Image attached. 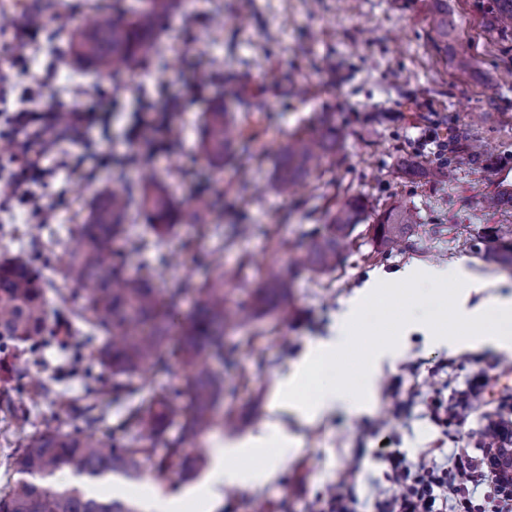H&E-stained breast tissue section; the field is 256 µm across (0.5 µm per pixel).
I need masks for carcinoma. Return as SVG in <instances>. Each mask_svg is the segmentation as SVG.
<instances>
[{
	"instance_id": "carcinoma-1",
	"label": "carcinoma",
	"mask_w": 512,
	"mask_h": 512,
	"mask_svg": "<svg viewBox=\"0 0 512 512\" xmlns=\"http://www.w3.org/2000/svg\"><path fill=\"white\" fill-rule=\"evenodd\" d=\"M174 0H148L143 10L128 12L114 9L107 15L97 6L84 27L68 33L67 59L79 67H95L123 72L137 68L149 56L158 53L157 25L173 7ZM430 25L436 51L448 57V0H430ZM495 24L492 28L503 38L512 37V0H494ZM474 56L465 49L451 56L453 68L467 72ZM224 97L236 102L243 112H264L266 104L240 93L233 78L225 81ZM203 137L200 152L213 169L222 171L228 161L242 163L252 156L254 137L222 104L203 113ZM336 127L322 121L316 134L295 135L282 148L277 160L274 187L283 197L296 195L302 177L312 165L336 156ZM144 174L138 186L124 182L103 195L87 223L77 228L78 245L65 261V278L81 287L86 304L71 305L58 294L64 309L49 320L47 289L52 284L37 271L23 254L0 257V411L14 421L21 445L14 455L17 479L0 491V512H139L137 504L121 498H98L92 490L77 485L57 486L56 473L69 469L77 478L100 480L112 475L127 480L144 476L143 461L161 447L164 454L153 462L149 475L162 482L175 475L189 481L203 467L204 460L186 453L217 425L231 420L219 415L217 405L224 398V376L216 372L208 358L224 362L232 351L224 347V329L238 319L228 306L224 292V263L220 272L207 282L195 284L189 278L175 279L168 288L169 297L194 290L198 300L192 317L177 321L173 305L162 300L154 281L165 275L166 267L147 261L137 274L124 269L123 256L112 242L129 232L132 215L146 219L155 233L152 246L160 247L166 236L181 224H200L209 231L205 218L212 211L210 195L199 194L187 202H178L170 185L145 173L150 161L141 159ZM372 205L354 198L336 209L323 228L304 233L295 264L328 271L336 265L340 241L363 222ZM417 212L406 204L393 205L376 217L375 235L388 250L397 247ZM220 237L232 240L251 231L248 224L215 225ZM141 240L134 243L139 251L151 246ZM293 277L275 264L266 268L263 284L252 299V309L259 313L288 307ZM178 330L179 349L189 371L186 391L162 393L149 402H135L139 388L121 380L144 366L162 369L163 352L172 330ZM65 332L64 344L71 352V369L81 371L80 356L84 342L101 333L108 341L95 351V359L109 372L103 378L85 381L84 393L68 401L64 393L46 382H29L26 366L35 354L36 341H51ZM25 390L51 403L59 402L73 411L82 426L72 431L60 428L27 431L31 425L29 408L10 398V392ZM126 410L122 424L123 441L106 446L97 437L99 424L110 405ZM181 419L178 434L168 439L167 428Z\"/></svg>"
}]
</instances>
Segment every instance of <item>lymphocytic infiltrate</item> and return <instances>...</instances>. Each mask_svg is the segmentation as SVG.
Wrapping results in <instances>:
<instances>
[{
	"instance_id": "obj_1",
	"label": "lymphocytic infiltrate",
	"mask_w": 512,
	"mask_h": 512,
	"mask_svg": "<svg viewBox=\"0 0 512 512\" xmlns=\"http://www.w3.org/2000/svg\"><path fill=\"white\" fill-rule=\"evenodd\" d=\"M109 99L94 93L89 101L70 110L66 123L55 113L23 109L12 113L0 139L13 141L15 151L0 155V168L10 176L0 182V199L31 203L32 184L43 173L47 154L60 143L83 137ZM489 383L483 370H474L469 383L455 392L448 404H435L431 416L439 425L452 423L481 398ZM393 493L379 505V512H512V490H504L485 457L471 456L467 449H452L440 465L411 467L398 456L388 458Z\"/></svg>"
}]
</instances>
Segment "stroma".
<instances>
[{
    "label": "stroma",
    "instance_id": "35a3bbf8",
    "mask_svg": "<svg viewBox=\"0 0 512 512\" xmlns=\"http://www.w3.org/2000/svg\"><path fill=\"white\" fill-rule=\"evenodd\" d=\"M237 4L186 0L185 7L174 8L159 29L166 52L133 77L63 64L66 37L52 16L44 20V37L29 70L0 51V117L34 101L68 111L99 87L113 98L104 124L115 162L85 179L64 164L68 155L83 152V145L64 143L48 161L47 182L35 188L39 205L53 210L51 223L39 232L42 247L35 264L64 294H75L63 276L73 230L87 220L99 194L133 177L123 163L126 136L141 123L157 127L167 141L160 153L147 138L137 147L172 184L178 200L205 192L233 202L221 223L249 224L253 230L224 245L215 234L201 237L184 224L157 253L116 242L127 273L160 254L171 273L199 282L213 275L207 255L220 246L233 306L250 301L267 265L288 268L290 246L300 243L305 231L323 226L327 208L359 194L379 209L398 202L413 207L418 222L400 251L383 252L371 222L359 224L332 270L298 271L289 315L259 314L227 329L224 340L236 352L224 369L232 387L224 392L223 411L239 427L216 428L189 448L210 463L216 447L267 425L295 440L268 482L225 489L213 512H253L258 501L270 512H308L310 502L342 483L355 495L359 512H375L376 499L392 488L389 464L377 450L400 452L415 465L430 462L429 450L436 446L487 447L482 434L487 418L512 414V351L440 347L423 333H409L401 355L379 374L372 412L362 415L340 411L306 422L278 403L277 390L307 349L330 335L347 301L373 277L415 265L462 262L485 285L473 302L512 296V268L499 261L501 243L491 234L494 227L512 225V209L483 205L499 187L512 186V40L486 25L493 0H448L454 21L448 45L469 50L476 59L471 70L459 74L433 47L429 0H254L255 10L244 22L236 18ZM219 15L224 25L217 28L212 21ZM205 70L236 71L240 83L261 92L269 104L267 112L245 121L255 133L254 158L220 172L198 152L200 116L224 93L223 85L197 84ZM325 112L345 132L335 160L315 167L296 197L280 196L271 186L274 158L294 133L316 131ZM440 141L448 145L441 162L451 169V179L433 181L412 172L413 163L433 159ZM245 180L250 188L243 195L239 188ZM439 312L440 298L432 290L394 295L378 322L356 324L358 349L335 362L333 377L360 391L366 371L362 351L376 344L375 327L388 331L404 317L431 320ZM164 352L165 370L132 374L140 398L185 387L188 375L177 345L167 344ZM65 361L61 348H43L29 375L80 396L84 379L67 373ZM478 368L499 379L492 404L475 403L447 430L430 421V401L450 400ZM186 489L177 482L116 478L99 492L155 512L163 497Z\"/></svg>",
    "mask_w": 512,
    "mask_h": 512
}]
</instances>
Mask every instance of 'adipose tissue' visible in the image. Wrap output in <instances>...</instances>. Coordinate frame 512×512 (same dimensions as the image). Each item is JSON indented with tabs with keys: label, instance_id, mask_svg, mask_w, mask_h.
I'll list each match as a JSON object with an SVG mask.
<instances>
[{
	"label": "adipose tissue",
	"instance_id": "ef3b65f1",
	"mask_svg": "<svg viewBox=\"0 0 512 512\" xmlns=\"http://www.w3.org/2000/svg\"><path fill=\"white\" fill-rule=\"evenodd\" d=\"M405 285H451L452 290L443 294L442 300L447 317L436 318L430 327L434 341L451 345L481 343L503 350H512V298L487 301L471 305L470 298L479 293L482 282L474 278L464 263L454 266L417 265L407 272ZM388 288L385 280L376 279L361 289L349 300L343 312L344 323L337 326L333 335L321 339L306 351L288 384L280 386L278 394L286 400L303 420L313 421L333 412L336 407L347 404L352 411L361 414L365 405L351 402L344 387L326 383L325 370L353 346L347 324L359 320L364 311L381 305ZM292 444L284 431L275 427H264L240 443L217 451L208 492L211 498L221 496L224 488L247 483L267 481L269 469H256L231 464L234 456L266 457L271 449L287 450Z\"/></svg>",
	"mask_w": 512,
	"mask_h": 512
}]
</instances>
